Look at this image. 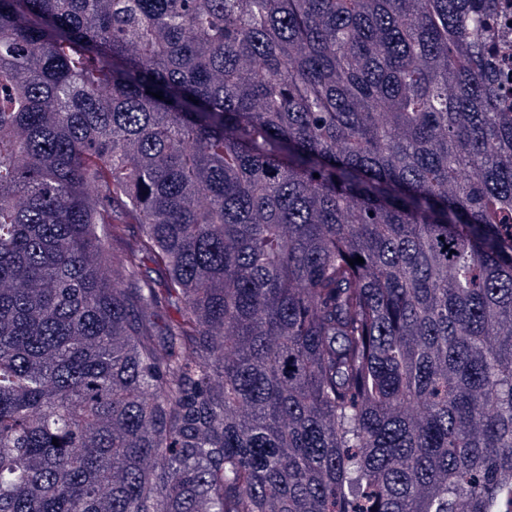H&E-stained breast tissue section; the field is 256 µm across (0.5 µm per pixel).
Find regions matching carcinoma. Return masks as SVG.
<instances>
[{"instance_id":"1","label":"carcinoma","mask_w":512,"mask_h":512,"mask_svg":"<svg viewBox=\"0 0 512 512\" xmlns=\"http://www.w3.org/2000/svg\"><path fill=\"white\" fill-rule=\"evenodd\" d=\"M498 8L0 0V512H512Z\"/></svg>"}]
</instances>
